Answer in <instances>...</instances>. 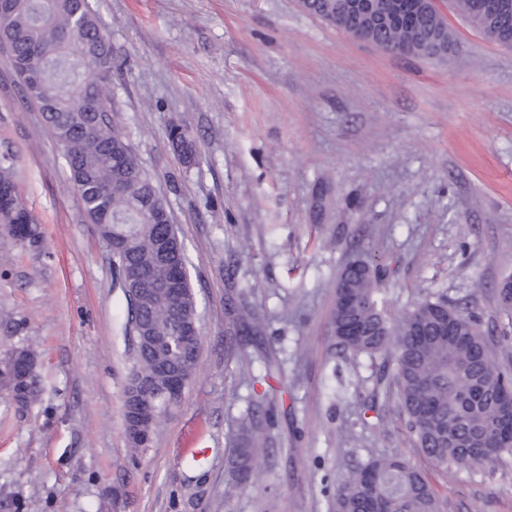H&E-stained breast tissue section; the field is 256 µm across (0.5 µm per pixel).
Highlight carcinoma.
<instances>
[{"label": "carcinoma", "mask_w": 512, "mask_h": 512, "mask_svg": "<svg viewBox=\"0 0 512 512\" xmlns=\"http://www.w3.org/2000/svg\"><path fill=\"white\" fill-rule=\"evenodd\" d=\"M421 0H402L394 25L367 33L385 49L391 43L430 58L445 55L452 44L444 22L426 14ZM350 0H300L301 7L332 25L350 27ZM459 11L487 37L512 45V0H456ZM0 42L25 93L42 112L47 129L62 149L83 211L91 224H109L106 246L120 288L124 277L143 267L156 282L181 272L176 289L138 294L128 301L126 332L151 323L165 337L155 348L130 347V378L162 383L161 367L185 357L189 371L196 347L181 348L175 324L197 316L185 252L171 266L155 258L163 234L178 237L167 206L141 166L127 136L111 117L112 42L102 31L89 0H0ZM171 144L183 163L196 162L195 144L180 127ZM15 159L0 156V223L18 228L15 238L37 242L34 220L17 194ZM383 266L369 253L352 257L336 280L334 346L342 355L387 356L393 353V381L406 428L420 451L445 470L480 471L512 456V415L502 401L512 392V369L492 356L489 333L458 304L425 296L398 319L378 306L377 286ZM498 296L502 313L512 320V277ZM260 320L247 303L232 310L227 333L259 331ZM8 383L25 402L35 394L32 377L12 369ZM251 449H232L239 482L250 477ZM334 512H442L441 501L424 475L399 456L370 458L352 470L336 491Z\"/></svg>", "instance_id": "obj_1"}]
</instances>
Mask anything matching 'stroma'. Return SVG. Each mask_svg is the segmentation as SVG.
I'll use <instances>...</instances> for the list:
<instances>
[{
	"mask_svg": "<svg viewBox=\"0 0 512 512\" xmlns=\"http://www.w3.org/2000/svg\"><path fill=\"white\" fill-rule=\"evenodd\" d=\"M112 41L113 117L182 240L200 317L196 368L148 446L131 451L123 396L128 304L61 149L0 63V154L16 158L39 235L0 229V512H333L370 457L400 454L444 512H512V458L446 472L413 444L383 357L333 345L336 278L376 254L389 319L443 296L492 330L512 366L498 284L512 274V48L447 0L442 59L391 53L299 0H90ZM189 130L187 166L169 130ZM263 321L243 345L227 310ZM34 358L35 398L7 382ZM277 370L276 399L256 377ZM253 414L254 477L229 451Z\"/></svg>",
	"mask_w": 512,
	"mask_h": 512,
	"instance_id": "stroma-1",
	"label": "stroma"
}]
</instances>
